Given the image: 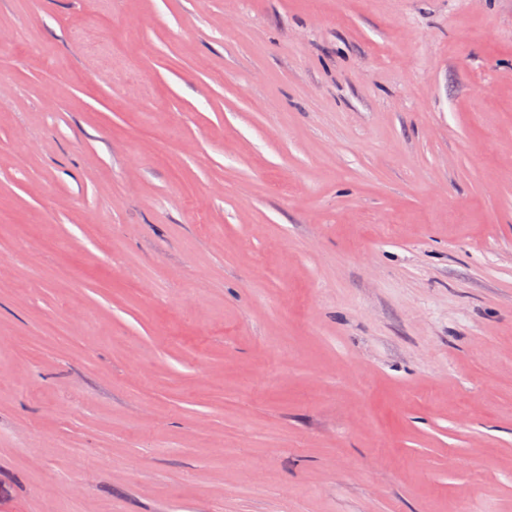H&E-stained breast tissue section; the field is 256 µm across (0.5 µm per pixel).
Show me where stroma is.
<instances>
[{
    "label": "stroma",
    "instance_id": "stroma-1",
    "mask_svg": "<svg viewBox=\"0 0 512 512\" xmlns=\"http://www.w3.org/2000/svg\"><path fill=\"white\" fill-rule=\"evenodd\" d=\"M0 512H512V0H0Z\"/></svg>",
    "mask_w": 512,
    "mask_h": 512
}]
</instances>
